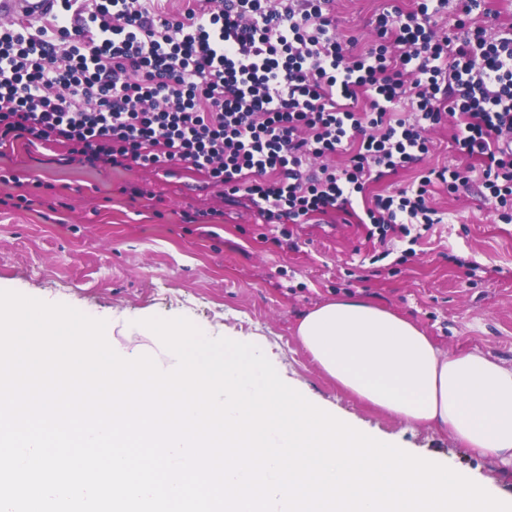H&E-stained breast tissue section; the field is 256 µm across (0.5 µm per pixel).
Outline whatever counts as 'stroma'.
<instances>
[{
	"instance_id": "stroma-1",
	"label": "stroma",
	"mask_w": 512,
	"mask_h": 512,
	"mask_svg": "<svg viewBox=\"0 0 512 512\" xmlns=\"http://www.w3.org/2000/svg\"><path fill=\"white\" fill-rule=\"evenodd\" d=\"M415 0H334L336 31L373 38L383 8ZM65 147L19 140L0 151V200L34 196L31 208L0 203V290L63 303L105 320L111 345L159 354L157 337L127 331L128 317H178L208 337L225 330L269 349L282 379L300 384L401 445L447 458L458 470L512 494V466L472 454L447 430L407 424L336 386L295 337L306 311L350 295L416 322L440 349L479 351L512 366V223H502L478 185L432 187L442 217L416 255L379 258L362 206L291 225V238L263 224L247 199L228 202L208 177L182 164L172 173L92 168ZM131 185L148 199L126 194ZM219 217L207 218L208 210ZM197 222H187L190 214Z\"/></svg>"
}]
</instances>
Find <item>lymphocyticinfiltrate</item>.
<instances>
[{"mask_svg": "<svg viewBox=\"0 0 512 512\" xmlns=\"http://www.w3.org/2000/svg\"><path fill=\"white\" fill-rule=\"evenodd\" d=\"M186 2L169 14L154 0H58L39 27L0 26V146L58 144L93 167L185 163L283 225L352 207L367 182L419 163L424 127L452 117L457 150L482 161L484 196L512 222V25L473 24L482 0L383 11L355 55L333 0ZM450 7L459 34L437 36ZM312 158L322 165L305 172ZM471 172L428 168L375 197L369 237L384 246L431 230V187L457 190Z\"/></svg>", "mask_w": 512, "mask_h": 512, "instance_id": "obj_1", "label": "lymphocytic infiltrate"}]
</instances>
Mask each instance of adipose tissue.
Returning a JSON list of instances; mask_svg holds the SVG:
<instances>
[{
	"label": "adipose tissue",
	"instance_id": "adipose-tissue-1",
	"mask_svg": "<svg viewBox=\"0 0 512 512\" xmlns=\"http://www.w3.org/2000/svg\"><path fill=\"white\" fill-rule=\"evenodd\" d=\"M295 332L319 369L362 401L512 464V367L441 352L413 322L351 297L308 311Z\"/></svg>",
	"mask_w": 512,
	"mask_h": 512
}]
</instances>
